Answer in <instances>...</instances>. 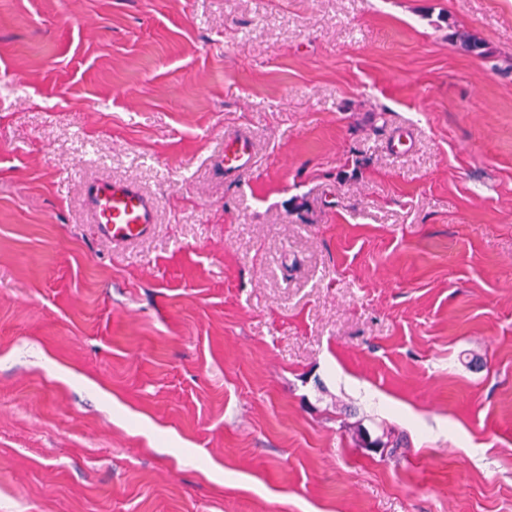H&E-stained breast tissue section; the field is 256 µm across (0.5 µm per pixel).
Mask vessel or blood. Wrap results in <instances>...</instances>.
<instances>
[{
  "mask_svg": "<svg viewBox=\"0 0 512 512\" xmlns=\"http://www.w3.org/2000/svg\"><path fill=\"white\" fill-rule=\"evenodd\" d=\"M253 164L252 144L238 134L224 139V169L241 173ZM86 200L99 235L115 242L134 241L150 234L156 222V204L134 186L118 181H96L86 187Z\"/></svg>",
  "mask_w": 512,
  "mask_h": 512,
  "instance_id": "vessel-or-blood-1",
  "label": "vessel or blood"
}]
</instances>
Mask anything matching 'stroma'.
Segmentation results:
<instances>
[{"label": "stroma", "instance_id": "stroma-1", "mask_svg": "<svg viewBox=\"0 0 512 512\" xmlns=\"http://www.w3.org/2000/svg\"><path fill=\"white\" fill-rule=\"evenodd\" d=\"M0 512H512V0H0ZM253 165V149L245 135H232L224 139V171L241 173ZM85 193L98 234L114 242L143 238L156 224L155 202L130 184L96 181Z\"/></svg>", "mask_w": 512, "mask_h": 512}]
</instances>
